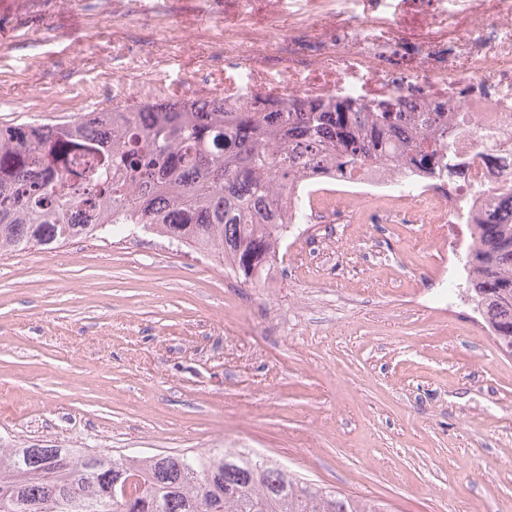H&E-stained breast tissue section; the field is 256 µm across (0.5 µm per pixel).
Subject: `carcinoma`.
<instances>
[{"label": "carcinoma", "instance_id": "obj_1", "mask_svg": "<svg viewBox=\"0 0 512 512\" xmlns=\"http://www.w3.org/2000/svg\"><path fill=\"white\" fill-rule=\"evenodd\" d=\"M453 105L417 86L369 100L299 93L114 107L45 125L0 126V254L50 248L140 224L221 258L249 283L303 215L301 172L317 179L390 163L451 198ZM497 216L470 225L469 285L512 348V183ZM138 494L112 499L125 471ZM0 512H388L330 491L245 449L106 456L81 448H0Z\"/></svg>", "mask_w": 512, "mask_h": 512}]
</instances>
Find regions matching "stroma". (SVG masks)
I'll return each mask as SVG.
<instances>
[{
    "label": "stroma",
    "instance_id": "35a3bbf8",
    "mask_svg": "<svg viewBox=\"0 0 512 512\" xmlns=\"http://www.w3.org/2000/svg\"><path fill=\"white\" fill-rule=\"evenodd\" d=\"M229 0L221 12L61 6L0 41V125L335 72L342 33L395 15L429 71L496 0ZM294 225L267 278L136 230L0 256V443L111 455L249 448L390 512H512V354L467 298L465 224L411 194Z\"/></svg>",
    "mask_w": 512,
    "mask_h": 512
}]
</instances>
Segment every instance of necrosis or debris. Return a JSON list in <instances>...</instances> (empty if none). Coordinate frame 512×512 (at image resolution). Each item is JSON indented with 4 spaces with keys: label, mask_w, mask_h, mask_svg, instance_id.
<instances>
[{
    "label": "necrosis or debris",
    "mask_w": 512,
    "mask_h": 512,
    "mask_svg": "<svg viewBox=\"0 0 512 512\" xmlns=\"http://www.w3.org/2000/svg\"><path fill=\"white\" fill-rule=\"evenodd\" d=\"M488 79L494 83L493 93L467 100L456 112L458 134L454 145L456 156L469 163L473 178L472 184L461 186L458 201L467 209L486 214L493 209L500 188L512 181V30L501 31L497 40L487 45L484 58L466 56L451 61L447 71L442 73L409 67L380 75L347 66L337 73L335 81L315 80L305 91L309 94L336 91L368 98L378 91L416 84L424 91L438 92L452 99L462 84ZM399 178L397 169L380 167L361 175L350 185L341 182L328 187L306 184L304 194L313 207L324 202L332 192L347 198L388 200Z\"/></svg>",
    "instance_id": "obj_1"
}]
</instances>
